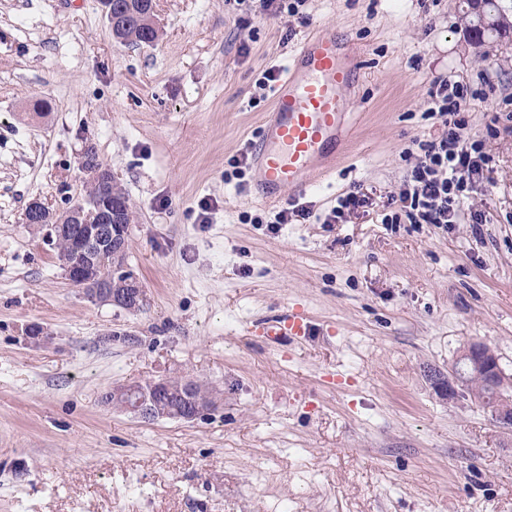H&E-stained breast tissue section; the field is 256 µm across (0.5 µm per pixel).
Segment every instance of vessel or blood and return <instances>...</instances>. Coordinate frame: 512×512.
Segmentation results:
<instances>
[{"mask_svg": "<svg viewBox=\"0 0 512 512\" xmlns=\"http://www.w3.org/2000/svg\"><path fill=\"white\" fill-rule=\"evenodd\" d=\"M358 79V64L335 32L315 30L297 47L251 148L264 201H278L290 188L306 190L313 174L328 175L327 164L343 144L345 117L358 106L350 95ZM255 331L266 345L285 346L310 335L311 318L294 307L256 325Z\"/></svg>", "mask_w": 512, "mask_h": 512, "instance_id": "b4317fda", "label": "vessel or blood"}]
</instances>
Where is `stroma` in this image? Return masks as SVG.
Masks as SVG:
<instances>
[{"instance_id":"1","label":"stroma","mask_w":512,"mask_h":512,"mask_svg":"<svg viewBox=\"0 0 512 512\" xmlns=\"http://www.w3.org/2000/svg\"><path fill=\"white\" fill-rule=\"evenodd\" d=\"M156 10L162 40L133 46L100 0H0V512H512V430L431 381L472 342L512 376V47H474L462 0ZM321 27L358 50L350 148L303 192L313 219L271 226L258 173L233 163L271 106L260 73ZM435 76L482 94L464 135L492 172L464 209L484 221L383 223L405 149L441 132L423 116ZM88 146L129 197L137 313L69 283L22 222L31 199L61 213L83 195ZM353 186L368 210L319 223ZM288 307L306 340L252 334ZM169 378L224 400L192 422L104 402Z\"/></svg>"}]
</instances>
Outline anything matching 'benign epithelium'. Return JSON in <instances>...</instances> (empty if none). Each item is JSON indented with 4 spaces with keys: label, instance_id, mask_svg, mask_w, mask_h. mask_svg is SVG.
I'll list each match as a JSON object with an SVG mask.
<instances>
[{
    "label": "benign epithelium",
    "instance_id": "7a95c632",
    "mask_svg": "<svg viewBox=\"0 0 512 512\" xmlns=\"http://www.w3.org/2000/svg\"><path fill=\"white\" fill-rule=\"evenodd\" d=\"M465 12L469 26L481 35H491L499 41H512V25L503 24L495 13L488 10L487 0H466ZM81 167L89 174L88 180L95 184L109 182L111 172L93 154L86 151L81 157ZM98 221L88 219L84 210L75 206L61 215L47 212L41 202L34 200L25 210L22 220L26 224L48 227L51 239H68L66 250L59 262L64 267L65 277L73 285L83 289L96 301L110 302L129 310H139L145 301L144 290L135 280L127 281V287L118 290L104 275L102 263L105 258L124 252L128 245L129 225L112 223V206L105 204ZM489 380L500 389L512 387V379L505 376L497 355L487 345H470L456 360L444 376H431L435 389L444 397L453 398L468 380ZM196 383L184 380L179 386L182 401L171 402L167 385L153 382L141 387H117L106 396L113 406L129 411L145 420L158 418H180L187 421L201 419L209 414L217 398L211 395L202 398L195 394ZM492 417L505 428H512V400L502 398L492 408Z\"/></svg>",
    "mask_w": 512,
    "mask_h": 512
}]
</instances>
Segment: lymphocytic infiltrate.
<instances>
[{
	"label": "lymphocytic infiltrate",
	"instance_id": "obj_1",
	"mask_svg": "<svg viewBox=\"0 0 512 512\" xmlns=\"http://www.w3.org/2000/svg\"><path fill=\"white\" fill-rule=\"evenodd\" d=\"M474 98V92L458 82L442 76L429 80L425 115L437 120L442 132L437 138L416 141L399 209L384 215L383 223L438 228L459 223L469 189L484 182L488 172L489 158L481 145L463 134V114Z\"/></svg>",
	"mask_w": 512,
	"mask_h": 512
}]
</instances>
